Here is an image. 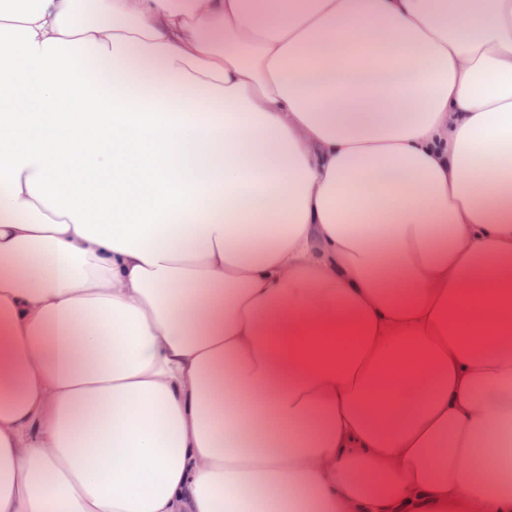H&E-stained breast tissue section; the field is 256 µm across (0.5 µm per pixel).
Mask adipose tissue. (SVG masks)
I'll use <instances>...</instances> for the list:
<instances>
[{
	"label": "adipose tissue",
	"mask_w": 512,
	"mask_h": 512,
	"mask_svg": "<svg viewBox=\"0 0 512 512\" xmlns=\"http://www.w3.org/2000/svg\"><path fill=\"white\" fill-rule=\"evenodd\" d=\"M80 2L0 0V512H512V0Z\"/></svg>",
	"instance_id": "1"
}]
</instances>
